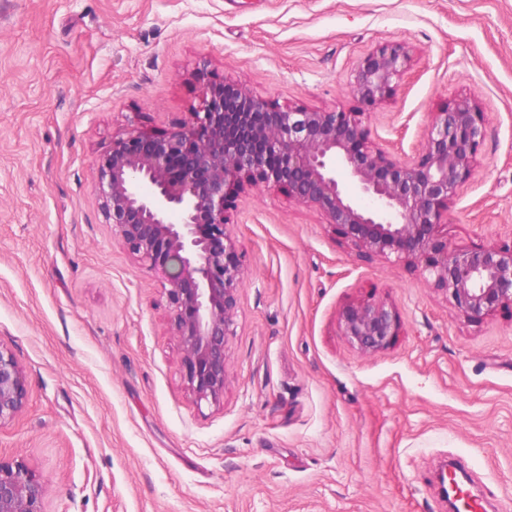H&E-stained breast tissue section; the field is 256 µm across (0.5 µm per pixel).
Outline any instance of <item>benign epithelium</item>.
<instances>
[{"instance_id":"obj_1","label":"benign epithelium","mask_w":512,"mask_h":512,"mask_svg":"<svg viewBox=\"0 0 512 512\" xmlns=\"http://www.w3.org/2000/svg\"><path fill=\"white\" fill-rule=\"evenodd\" d=\"M408 64L400 43L367 53L348 87L357 112L282 107L210 76L188 120L164 135L117 134L99 157L97 190L112 233L149 267L168 270L171 327L196 404L224 399L227 340L243 287L226 209L239 193L287 189L357 251L420 266L425 283L467 317L512 307V244L451 249L444 233L485 135L476 101L460 95L433 113L409 157L369 139L365 109L394 95ZM339 326L355 348L373 354L390 345L399 317L385 302H358L343 307ZM27 397L24 368L0 344V427ZM48 490L43 474L0 457V512H47Z\"/></svg>"}]
</instances>
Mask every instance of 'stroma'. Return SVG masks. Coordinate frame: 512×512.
<instances>
[{
  "mask_svg": "<svg viewBox=\"0 0 512 512\" xmlns=\"http://www.w3.org/2000/svg\"><path fill=\"white\" fill-rule=\"evenodd\" d=\"M410 56L365 123L405 157L457 95L486 114L448 210L454 248L512 242V0H0V344L28 399L0 456L49 480L48 512H448L456 460L512 512V309L461 314L416 266L353 249L281 188L235 197L243 261L220 405L180 372L166 275L107 224L96 159L200 103L195 74L282 106L353 111L361 58ZM387 301L364 354L339 310Z\"/></svg>",
  "mask_w": 512,
  "mask_h": 512,
  "instance_id": "35a3bbf8",
  "label": "stroma"
}]
</instances>
